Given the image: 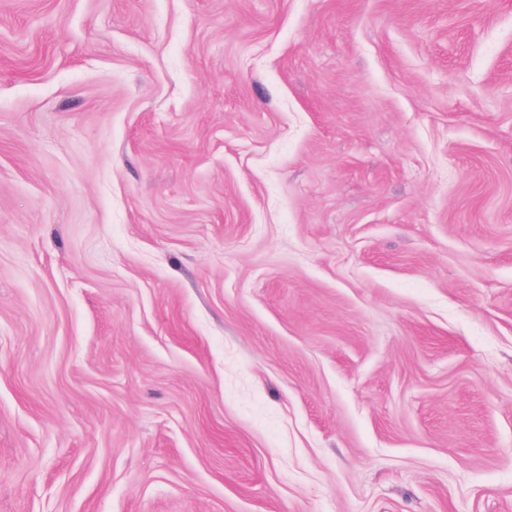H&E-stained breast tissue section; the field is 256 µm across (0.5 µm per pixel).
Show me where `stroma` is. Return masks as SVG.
Listing matches in <instances>:
<instances>
[{"instance_id": "1", "label": "stroma", "mask_w": 512, "mask_h": 512, "mask_svg": "<svg viewBox=\"0 0 512 512\" xmlns=\"http://www.w3.org/2000/svg\"><path fill=\"white\" fill-rule=\"evenodd\" d=\"M0 512H512V0H0Z\"/></svg>"}]
</instances>
